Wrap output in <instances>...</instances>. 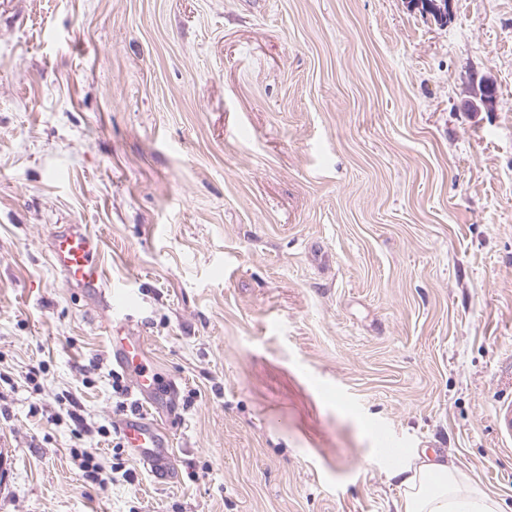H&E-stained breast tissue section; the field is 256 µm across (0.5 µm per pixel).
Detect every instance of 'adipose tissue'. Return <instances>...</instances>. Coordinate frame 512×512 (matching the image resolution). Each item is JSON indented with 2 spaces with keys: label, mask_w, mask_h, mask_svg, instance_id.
I'll use <instances>...</instances> for the list:
<instances>
[{
  "label": "adipose tissue",
  "mask_w": 512,
  "mask_h": 512,
  "mask_svg": "<svg viewBox=\"0 0 512 512\" xmlns=\"http://www.w3.org/2000/svg\"><path fill=\"white\" fill-rule=\"evenodd\" d=\"M402 490L400 512H498L499 504L454 465L424 453L405 457L389 471Z\"/></svg>",
  "instance_id": "adipose-tissue-1"
}]
</instances>
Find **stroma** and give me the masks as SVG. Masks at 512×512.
Instances as JSON below:
<instances>
[{"instance_id":"stroma-1","label":"stroma","mask_w":512,"mask_h":512,"mask_svg":"<svg viewBox=\"0 0 512 512\" xmlns=\"http://www.w3.org/2000/svg\"><path fill=\"white\" fill-rule=\"evenodd\" d=\"M59 224L141 300L176 482ZM506 401L512 0H0V512H398L384 433L512 512ZM49 254L52 266L68 287L103 292L111 309L124 318L139 307L135 293L112 290L105 275V243L87 225H59L51 234ZM118 429L126 447L131 448L156 479H165L174 474L175 459L169 450L166 434L147 413L142 409L127 413Z\"/></svg>"}]
</instances>
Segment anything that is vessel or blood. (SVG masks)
Listing matches in <instances>:
<instances>
[{
  "label": "vessel or blood",
  "mask_w": 512,
  "mask_h": 512,
  "mask_svg": "<svg viewBox=\"0 0 512 512\" xmlns=\"http://www.w3.org/2000/svg\"><path fill=\"white\" fill-rule=\"evenodd\" d=\"M50 260L64 282L71 288L92 289L103 293L111 309L119 316H129L139 306L135 293L113 288L105 275L106 247L103 239L84 224H62L51 234ZM117 364L132 377L138 396L154 393L158 383L143 355L139 340L114 339L110 342ZM126 447L156 479L175 472L165 432L147 413L137 409L127 413L118 425Z\"/></svg>",
  "instance_id": "1"
}]
</instances>
